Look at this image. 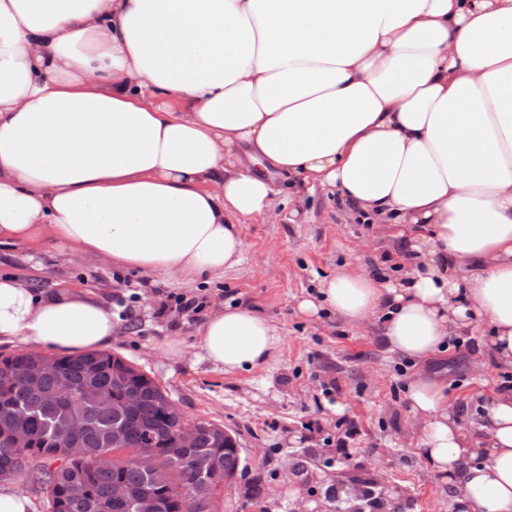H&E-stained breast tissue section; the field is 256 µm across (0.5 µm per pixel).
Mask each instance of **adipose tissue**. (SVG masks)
I'll return each mask as SVG.
<instances>
[{"label":"adipose tissue","mask_w":512,"mask_h":512,"mask_svg":"<svg viewBox=\"0 0 512 512\" xmlns=\"http://www.w3.org/2000/svg\"><path fill=\"white\" fill-rule=\"evenodd\" d=\"M387 221L393 278L347 264L298 307L377 319L444 512H512V388L464 428L431 358L485 327L512 367V0H0V242L192 283L238 265L272 177ZM112 307L0 277V343L109 345ZM276 326L223 306L203 360L258 367Z\"/></svg>","instance_id":"1"}]
</instances>
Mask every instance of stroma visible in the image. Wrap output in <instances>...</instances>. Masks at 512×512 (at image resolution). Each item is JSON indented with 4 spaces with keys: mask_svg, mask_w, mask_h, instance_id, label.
<instances>
[{
    "mask_svg": "<svg viewBox=\"0 0 512 512\" xmlns=\"http://www.w3.org/2000/svg\"><path fill=\"white\" fill-rule=\"evenodd\" d=\"M273 215L247 221L242 262L196 284L125 270L77 257L63 240L0 244V276L39 292L78 291L111 302L118 313L109 346L167 390L189 421L223 426L241 446L237 477L218 491L223 512H336L330 494L337 469L403 494L407 512H440L450 488L423 457L408 412L414 368L389 357L379 322L352 326L335 315L303 314L298 303L317 281L357 261L388 275L405 254L399 239L322 189L289 193L275 180ZM203 298L205 310L231 303L267 318L282 334L269 361L224 373L195 354L200 322L161 312L170 296ZM471 354L455 349L432 360L464 423L488 393L512 378L486 352L483 331L468 333ZM182 356L168 357L169 343Z\"/></svg>",
    "mask_w": 512,
    "mask_h": 512,
    "instance_id": "1",
    "label": "stroma"
}]
</instances>
